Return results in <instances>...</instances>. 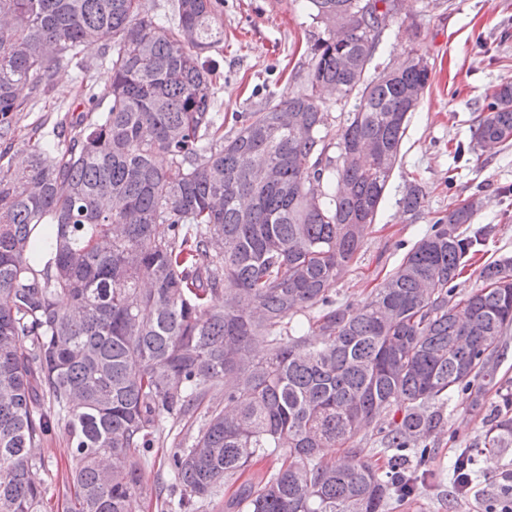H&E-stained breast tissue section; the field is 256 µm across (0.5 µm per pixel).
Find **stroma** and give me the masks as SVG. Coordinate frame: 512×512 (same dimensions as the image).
<instances>
[{
    "label": "stroma",
    "instance_id": "obj_1",
    "mask_svg": "<svg viewBox=\"0 0 512 512\" xmlns=\"http://www.w3.org/2000/svg\"><path fill=\"white\" fill-rule=\"evenodd\" d=\"M224 50L219 55L216 108L225 129L233 115L287 100L300 91L308 67L307 49L323 33L312 21L306 0H224ZM424 57L430 85L410 116L401 146V162L363 241L357 265L336 284V298L358 304L400 263L435 217L458 198L480 194L475 225L492 224L496 233L460 280L463 291L479 286L480 265L512 255V146L495 154L471 151L474 121L485 97L512 80V0H397V14L383 31L374 66L402 58L408 51ZM52 89L32 108L13 115L12 168L28 157L31 135L48 142L69 141L70 130L57 128L61 110L83 103V84L103 85L107 73L96 52L86 56L85 71L67 61L56 65ZM426 191L418 215L403 213L399 200L411 182ZM495 388H487L481 406L456 395L445 411V427L430 442L426 466L415 471V490L393 503L392 512H487L511 484L512 457L483 448L486 419L498 407ZM173 447L164 443L147 457L145 487L133 499L134 512H164L156 495L167 481ZM475 457L476 477L467 496L457 494L451 466L461 453ZM39 453L43 464L33 474L45 489L41 512H66L68 451L61 433L48 435Z\"/></svg>",
    "mask_w": 512,
    "mask_h": 512
}]
</instances>
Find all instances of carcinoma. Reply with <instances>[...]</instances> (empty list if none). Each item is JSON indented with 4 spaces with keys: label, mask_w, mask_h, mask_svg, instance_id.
<instances>
[{
    "label": "carcinoma",
    "mask_w": 512,
    "mask_h": 512,
    "mask_svg": "<svg viewBox=\"0 0 512 512\" xmlns=\"http://www.w3.org/2000/svg\"><path fill=\"white\" fill-rule=\"evenodd\" d=\"M324 25L305 86L224 134L211 53L224 0H171L157 32L144 0H0V142L12 144L17 90L49 89L65 59L100 51L108 79L88 112L67 114L72 143L32 145L0 175V512H41L37 448L62 432L68 512H128L146 453L169 421L207 420L169 457L164 505L197 512L254 465L224 512H385L414 491L412 460L448 399L480 404L497 384L512 330V258L457 292L493 229L457 199L357 308L336 282L358 262L430 80L409 53L368 76L384 26L359 0H307ZM344 30L336 41L330 30ZM322 91L355 98L336 132ZM512 142V81L480 114L472 150ZM336 148V156L329 155ZM421 186L400 199L415 215ZM55 228L43 250L37 229ZM263 336L266 354H245ZM216 403H206L213 393ZM368 432L390 451L362 456ZM484 447L512 452V417L487 421ZM324 448H341L334 461ZM360 439L361 441L359 446L363 449L362 455H364L371 464L380 470H385L388 456L377 443L376 436H370V433L367 436H362V434H360L358 436V440Z\"/></svg>",
    "instance_id": "obj_1"
}]
</instances>
